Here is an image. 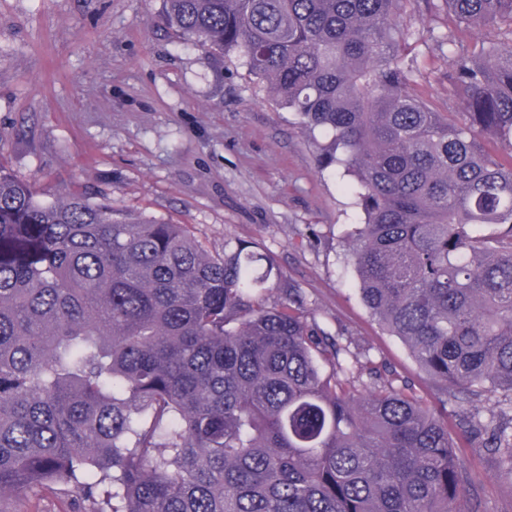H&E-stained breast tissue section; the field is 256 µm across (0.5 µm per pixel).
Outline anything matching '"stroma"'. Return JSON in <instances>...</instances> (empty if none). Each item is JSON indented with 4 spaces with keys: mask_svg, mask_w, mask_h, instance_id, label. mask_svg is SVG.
Segmentation results:
<instances>
[{
    "mask_svg": "<svg viewBox=\"0 0 512 512\" xmlns=\"http://www.w3.org/2000/svg\"><path fill=\"white\" fill-rule=\"evenodd\" d=\"M399 20L416 32L415 93L457 118L452 58L479 53L475 29L431 0H405ZM0 163L42 199L77 184L184 225L211 252L269 253L282 282L265 304L287 305L296 288L326 336L368 350L383 378L447 419L482 512H512V481L481 435L363 305L344 249L360 214L340 175L320 168L314 137L241 58L178 32L165 0H0ZM68 502L40 487L0 497V512Z\"/></svg>",
    "mask_w": 512,
    "mask_h": 512,
    "instance_id": "1",
    "label": "stroma"
}]
</instances>
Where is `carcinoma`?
Instances as JSON below:
<instances>
[{"label":"carcinoma","mask_w":512,"mask_h":512,"mask_svg":"<svg viewBox=\"0 0 512 512\" xmlns=\"http://www.w3.org/2000/svg\"><path fill=\"white\" fill-rule=\"evenodd\" d=\"M403 0H167L236 54L340 167L363 219L345 247L364 306L512 477V46L458 56L465 120L411 92ZM512 25V0H443ZM245 245L105 195L53 200L0 163V494L60 485L77 512H479L448 425L368 352L259 299Z\"/></svg>","instance_id":"carcinoma-1"}]
</instances>
